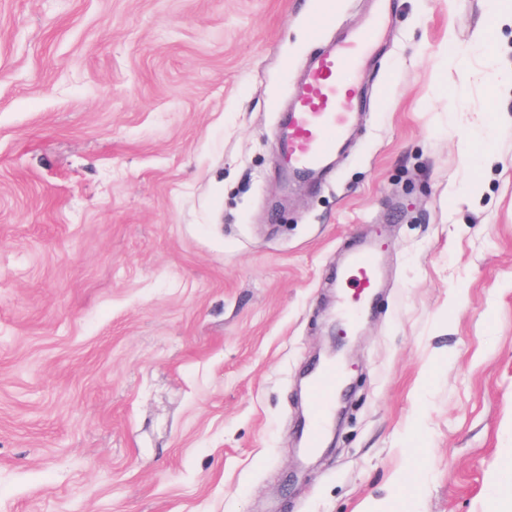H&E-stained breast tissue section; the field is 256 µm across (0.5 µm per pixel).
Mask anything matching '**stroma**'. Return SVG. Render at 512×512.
<instances>
[{
  "label": "stroma",
  "mask_w": 512,
  "mask_h": 512,
  "mask_svg": "<svg viewBox=\"0 0 512 512\" xmlns=\"http://www.w3.org/2000/svg\"><path fill=\"white\" fill-rule=\"evenodd\" d=\"M368 9L0 0V512H512V0H391L353 139L297 183L293 76ZM364 239L385 285L310 461ZM342 382L343 373L336 361L323 364L310 380L306 390L308 416L305 422L308 448H319L320 439L335 413Z\"/></svg>",
  "instance_id": "1"
}]
</instances>
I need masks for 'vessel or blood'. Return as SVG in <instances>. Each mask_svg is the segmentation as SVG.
I'll use <instances>...</instances> for the list:
<instances>
[{"instance_id": "1", "label": "vessel or blood", "mask_w": 512, "mask_h": 512, "mask_svg": "<svg viewBox=\"0 0 512 512\" xmlns=\"http://www.w3.org/2000/svg\"><path fill=\"white\" fill-rule=\"evenodd\" d=\"M385 12V7H378L360 29L325 46L296 82L288 128L279 139V149L289 168L297 173H317L350 138L365 97L361 74L381 40ZM347 277L351 286L340 293L336 307L342 323L352 327L378 286V252L374 245L349 257ZM342 382V370L333 361L323 364L310 380L305 422L309 447H319L335 413Z\"/></svg>"}]
</instances>
